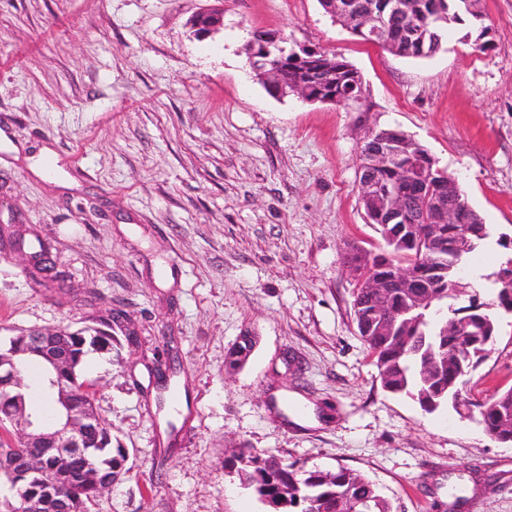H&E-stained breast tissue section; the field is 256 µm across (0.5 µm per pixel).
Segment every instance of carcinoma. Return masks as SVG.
Wrapping results in <instances>:
<instances>
[{"instance_id":"carcinoma-1","label":"carcinoma","mask_w":512,"mask_h":512,"mask_svg":"<svg viewBox=\"0 0 512 512\" xmlns=\"http://www.w3.org/2000/svg\"><path fill=\"white\" fill-rule=\"evenodd\" d=\"M418 2L421 9L410 17L386 14L387 37L382 48L399 57H429L441 47L445 33L456 25H469V34L477 38L481 36L479 30H489L484 15L470 12L463 0ZM334 58L343 91L358 93V71L342 56L336 54ZM414 203L418 236L426 238L431 235L433 216L426 208L424 197L414 198ZM409 229L408 224L378 225L389 251L370 256L376 274L389 278L392 304L387 315L394 324L386 334H378L373 315L377 300L359 291L354 297L357 328L375 360L385 390L411 396L430 413L448 406L457 411L458 398L469 384L471 373L494 343L497 315L485 308L467 312L465 307H455L449 302L448 291L458 280L457 259L452 248L459 229L456 224L442 226L440 238L429 246L432 262L423 268L421 282L438 299L428 310L416 307V289L400 288L391 280L396 270L415 262V244L407 242ZM466 231L472 241V254L490 237L485 224H468ZM491 285L495 289L497 310L512 308V292L504 290L495 280ZM456 316L470 320L477 336L461 363L450 365L448 349L455 346L456 337L448 335L446 324ZM471 407L478 410L489 435L512 442V388L481 401H466V408ZM87 437L102 447L86 448L62 466L49 460L43 473L32 479L12 466L14 458L24 449L0 439V480L17 482L27 488L25 512H90L100 489L125 471L126 450L112 447L110 428L90 430ZM237 462L241 464L238 472L272 512H342L343 497L351 502L368 501L373 512H389L388 504L369 480L344 468L307 470L296 460L288 462L260 454L241 455Z\"/></svg>"}]
</instances>
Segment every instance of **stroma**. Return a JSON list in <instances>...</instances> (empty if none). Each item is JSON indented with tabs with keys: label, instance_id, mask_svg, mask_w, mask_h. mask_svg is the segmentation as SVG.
<instances>
[{
	"label": "stroma",
	"instance_id": "stroma-1",
	"mask_svg": "<svg viewBox=\"0 0 512 512\" xmlns=\"http://www.w3.org/2000/svg\"><path fill=\"white\" fill-rule=\"evenodd\" d=\"M480 6L491 48L461 26L413 59L319 0H0V344L120 312L83 375L128 472L93 512H268L224 467L242 451L357 472L391 512H512V443L383 389L343 267L349 245L384 248L358 199L367 122L422 143L512 235V0ZM259 30L341 54L368 111L270 96ZM509 388L505 315L467 395Z\"/></svg>",
	"mask_w": 512,
	"mask_h": 512
}]
</instances>
